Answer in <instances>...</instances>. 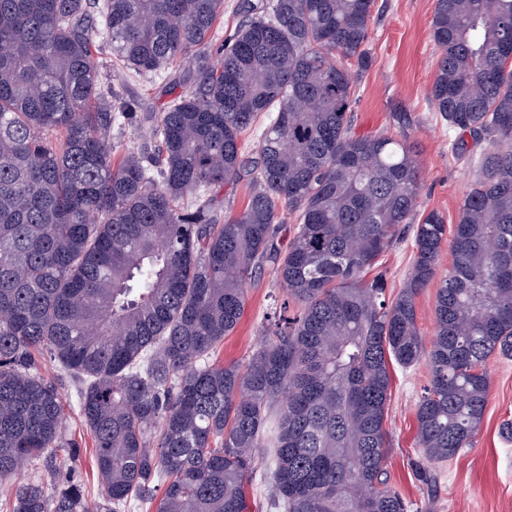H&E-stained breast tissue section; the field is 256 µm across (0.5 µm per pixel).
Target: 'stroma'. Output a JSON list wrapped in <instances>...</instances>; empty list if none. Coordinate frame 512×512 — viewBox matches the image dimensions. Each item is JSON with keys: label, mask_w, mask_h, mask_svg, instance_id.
<instances>
[{"label": "stroma", "mask_w": 512, "mask_h": 512, "mask_svg": "<svg viewBox=\"0 0 512 512\" xmlns=\"http://www.w3.org/2000/svg\"><path fill=\"white\" fill-rule=\"evenodd\" d=\"M434 8L435 0H375L369 64L355 80L352 112L356 133L392 136L399 133L393 113H411L408 141L423 164L419 210L424 214L439 211L453 224L475 181L482 148L472 146L470 155L464 157L454 154L451 144L456 134L432 106V81L439 59L431 32ZM180 72L175 64L161 79L131 77L123 89L158 112L171 98L167 79ZM414 254L413 238L408 235L382 255L387 298H394L401 290ZM281 295L274 275L269 273L250 287L241 321L218 348L220 360H242L258 347L266 317ZM38 372L58 384L65 397L67 430L76 444L66 477L81 486L86 502H94L101 494V485L94 438L77 412L80 382L45 354L38 358ZM488 374L487 405L471 446L453 460L433 466L434 477L429 480L417 445L415 410L430 381V369L424 362L409 368L391 365L385 420L390 446L384 468L410 512H512V438L502 431L505 422H512V358L492 356Z\"/></svg>", "instance_id": "stroma-1"}]
</instances>
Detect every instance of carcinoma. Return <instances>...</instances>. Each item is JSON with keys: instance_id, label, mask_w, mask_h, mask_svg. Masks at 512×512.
I'll return each instance as SVG.
<instances>
[{"instance_id": "1", "label": "carcinoma", "mask_w": 512, "mask_h": 512, "mask_svg": "<svg viewBox=\"0 0 512 512\" xmlns=\"http://www.w3.org/2000/svg\"><path fill=\"white\" fill-rule=\"evenodd\" d=\"M374 0H0V481L75 447L47 353L79 377L103 487L95 512H247L260 448L279 512H407L387 481L390 363L427 358L416 410L423 459L470 447L493 355L512 357V0H435L431 98L448 128L485 142L453 231L418 215L420 163L400 135L358 134L356 73ZM129 74L189 62L161 112L107 79L97 38ZM218 55L220 63L211 62ZM263 128L256 156L242 134ZM132 129L139 145L117 152ZM248 178L245 206L224 184ZM293 224H288V221ZM413 225L390 303L367 279ZM439 281L426 344L416 298ZM285 299L243 362L215 357L249 287ZM9 512H89L82 489L17 482ZM237 1L238 0H224V18L221 19L220 24L218 22L216 23L211 33L214 43H221L229 37L238 26L240 18L235 11Z\"/></svg>"}]
</instances>
